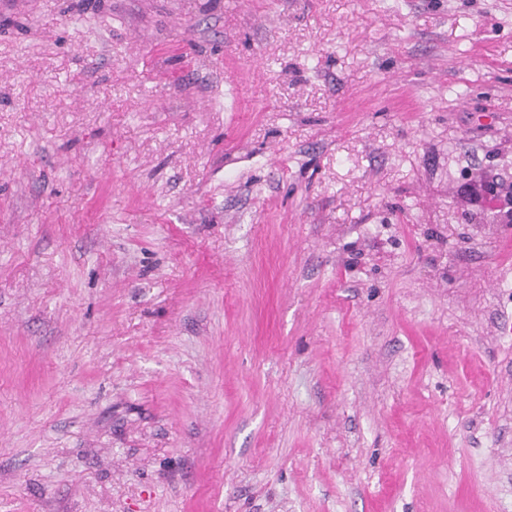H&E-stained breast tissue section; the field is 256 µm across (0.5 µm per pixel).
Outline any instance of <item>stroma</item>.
Returning a JSON list of instances; mask_svg holds the SVG:
<instances>
[{
	"label": "stroma",
	"instance_id": "35a3bbf8",
	"mask_svg": "<svg viewBox=\"0 0 512 512\" xmlns=\"http://www.w3.org/2000/svg\"><path fill=\"white\" fill-rule=\"evenodd\" d=\"M0 512H512V0H0Z\"/></svg>",
	"mask_w": 512,
	"mask_h": 512
}]
</instances>
